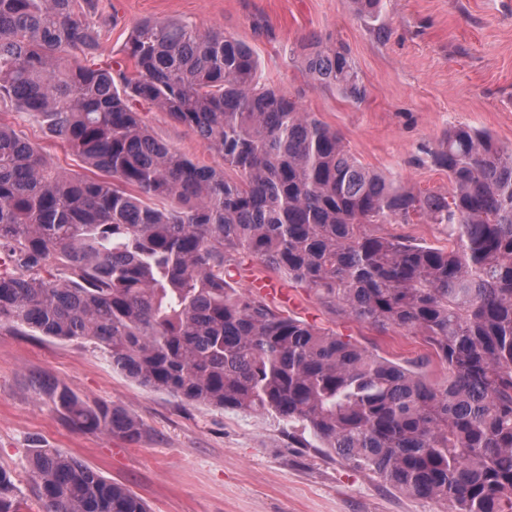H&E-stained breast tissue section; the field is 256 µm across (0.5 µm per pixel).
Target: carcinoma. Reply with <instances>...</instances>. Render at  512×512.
Masks as SVG:
<instances>
[{
  "label": "carcinoma",
  "instance_id": "carcinoma-1",
  "mask_svg": "<svg viewBox=\"0 0 512 512\" xmlns=\"http://www.w3.org/2000/svg\"><path fill=\"white\" fill-rule=\"evenodd\" d=\"M353 2L388 36L382 0ZM109 8L0 0V112L92 171L56 167L0 121V326L88 342L112 369L187 403L270 414L448 512H512V150L454 127L424 149L450 189L415 192L363 166L222 32L144 19L124 46L135 74L100 65ZM295 54L314 84L366 97L346 48L313 33ZM144 108L197 135L220 166L156 137ZM416 219L448 228V246L370 229ZM243 255L354 321L421 334L446 377L236 287ZM42 388L74 428L141 436L122 408ZM28 484L37 512H148L55 448L31 449ZM30 510L0 466V512Z\"/></svg>",
  "mask_w": 512,
  "mask_h": 512
}]
</instances>
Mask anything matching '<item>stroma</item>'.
<instances>
[{"instance_id": "stroma-1", "label": "stroma", "mask_w": 512, "mask_h": 512, "mask_svg": "<svg viewBox=\"0 0 512 512\" xmlns=\"http://www.w3.org/2000/svg\"><path fill=\"white\" fill-rule=\"evenodd\" d=\"M112 32L98 59L124 58L141 19L187 18L249 45L263 78L338 131L366 168L417 191H448L423 155L451 127L488 132L512 149V0H385L377 39L352 0H111ZM316 33L344 46L367 88L358 104L314 86L294 49ZM153 133L194 161L218 160L166 113L143 110ZM287 313L335 330L397 362L429 358L421 337L382 334L291 284ZM50 376L92 404L143 425L133 442L73 429L38 394ZM57 448L124 484L149 512H448L444 502L393 490L336 456L303 448L287 424L260 413L191 405L144 388L81 342L0 328V466L27 483L32 448Z\"/></svg>"}]
</instances>
